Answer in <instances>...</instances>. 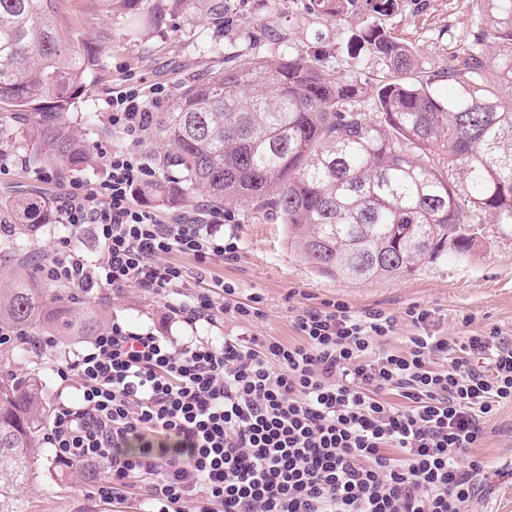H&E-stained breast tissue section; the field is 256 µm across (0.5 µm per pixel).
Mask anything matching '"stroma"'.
I'll use <instances>...</instances> for the list:
<instances>
[{
	"instance_id": "35a3bbf8",
	"label": "stroma",
	"mask_w": 512,
	"mask_h": 512,
	"mask_svg": "<svg viewBox=\"0 0 512 512\" xmlns=\"http://www.w3.org/2000/svg\"><path fill=\"white\" fill-rule=\"evenodd\" d=\"M270 21L279 28L278 40L263 34L264 23ZM479 21L475 0H401L399 12L386 26L417 48L424 71L437 74L465 49ZM57 22L69 31L73 42L98 50L87 67V91L68 114L73 125L83 126L93 146L122 145L106 112L113 89L130 72L147 84L164 85L170 105L176 102L184 78L223 67L229 50L278 57L322 47L332 53L331 65L337 74L349 73L356 63L369 78L382 74L375 59L356 56V37L363 26L360 13L349 12L340 26L323 19L308 22L299 18L292 0H234L232 18L220 36L201 17L190 26L146 31L131 40L124 34V16L107 11L105 0H62ZM87 112L96 115L94 125L88 127L83 124ZM0 160L9 165L8 174L0 175V222L6 224L15 221V198L41 196L53 205L72 179L92 186L105 176L99 167L78 173L57 169L50 183L36 179L23 134L16 122L6 118L0 120ZM234 214L241 239L237 259L202 270L193 258L183 256L179 262L192 269L191 285L222 279L236 285L238 301L261 297L264 316L255 324L259 333L284 341L294 339L295 316L306 307L333 300L356 313L381 309L396 316L397 330L384 343L388 349L404 348L411 333L405 312L413 306L434 310L435 329L444 336L495 331L512 338V241L491 240L467 260L425 264L408 276L331 279L317 274L288 249L284 227L273 218L254 215L245 207L236 208ZM99 301L130 327L154 328L178 340L198 335L220 341L241 331L239 325L220 321L190 327L170 316L163 299L135 288L108 293ZM476 454L498 468L512 460V405L500 408ZM94 491V483L60 482L45 470L27 499L31 512H112V505L98 501Z\"/></svg>"
}]
</instances>
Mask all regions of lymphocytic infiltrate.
<instances>
[{
	"label": "lymphocytic infiltrate",
	"instance_id": "1",
	"mask_svg": "<svg viewBox=\"0 0 512 512\" xmlns=\"http://www.w3.org/2000/svg\"><path fill=\"white\" fill-rule=\"evenodd\" d=\"M166 97L126 76L109 115L124 146L97 147L105 178L70 181L57 207L73 235L92 228L100 252L66 240L37 269L52 285L136 288L186 324L244 330L181 343L113 320L54 365L78 390L43 435L55 460L101 468V501L135 489L146 512H465L491 468L474 450L512 404V340L442 336L432 310L412 307L405 347L389 350L395 316L324 301L296 315L298 338L286 343L255 332L261 299L236 301L233 283L183 295L178 256L230 260L240 238L234 214L166 220L137 203L135 188L155 175L137 147Z\"/></svg>",
	"mask_w": 512,
	"mask_h": 512
}]
</instances>
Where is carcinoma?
<instances>
[{"instance_id": "carcinoma-1", "label": "carcinoma", "mask_w": 512, "mask_h": 512, "mask_svg": "<svg viewBox=\"0 0 512 512\" xmlns=\"http://www.w3.org/2000/svg\"><path fill=\"white\" fill-rule=\"evenodd\" d=\"M107 2L132 38L202 14L222 32L233 11L231 0ZM59 3L0 0V112L38 115L32 164L86 170L95 158L67 114L95 51L55 25ZM358 5L366 20L357 49L384 64L382 80L338 76L323 52L256 54L186 79L176 103L153 113L150 134L165 146L153 158L161 177L139 195L166 208L194 193L212 208L246 203L283 224L289 248L331 278H393L449 255L466 259L488 224L512 240V0H480L482 22L468 53L448 64L445 95L414 47L383 25L399 0H302V11L338 25ZM13 206L23 233L69 232L44 201ZM110 321L107 309L46 288L24 268L0 288V333L27 364L0 374V512H29L24 491L53 415L45 369ZM38 336L56 345L37 348ZM60 476L94 481L99 471L70 466Z\"/></svg>"}]
</instances>
